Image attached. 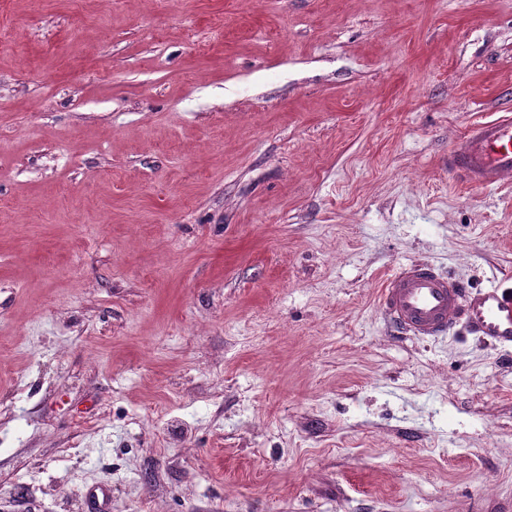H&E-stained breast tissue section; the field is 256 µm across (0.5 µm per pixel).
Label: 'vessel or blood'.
Instances as JSON below:
<instances>
[{
  "mask_svg": "<svg viewBox=\"0 0 512 512\" xmlns=\"http://www.w3.org/2000/svg\"><path fill=\"white\" fill-rule=\"evenodd\" d=\"M448 167L462 182L488 188L512 177V116L473 125L448 154ZM379 306L391 330L416 339L444 336L457 325L503 346L512 345V288L471 291L427 265L391 275Z\"/></svg>",
  "mask_w": 512,
  "mask_h": 512,
  "instance_id": "b4317fda",
  "label": "vessel or blood"
}]
</instances>
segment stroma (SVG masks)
Listing matches in <instances>:
<instances>
[{"instance_id": "stroma-1", "label": "stroma", "mask_w": 512, "mask_h": 512, "mask_svg": "<svg viewBox=\"0 0 512 512\" xmlns=\"http://www.w3.org/2000/svg\"><path fill=\"white\" fill-rule=\"evenodd\" d=\"M512 0H0V512H512ZM448 168L462 182L488 188L512 177V116L473 125L448 153ZM379 306L391 330L400 335L435 339L464 324L484 340L512 345L509 287L469 291L433 267L410 265L387 279Z\"/></svg>"}]
</instances>
